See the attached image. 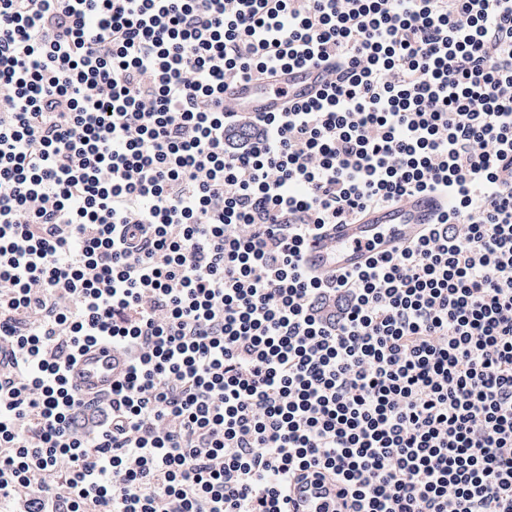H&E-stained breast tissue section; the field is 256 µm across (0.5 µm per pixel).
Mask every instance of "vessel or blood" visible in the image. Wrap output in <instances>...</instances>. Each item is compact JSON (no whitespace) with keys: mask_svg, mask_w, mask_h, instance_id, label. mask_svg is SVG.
<instances>
[{"mask_svg":"<svg viewBox=\"0 0 512 512\" xmlns=\"http://www.w3.org/2000/svg\"><path fill=\"white\" fill-rule=\"evenodd\" d=\"M277 90L271 91L245 80L224 85V109L228 112H278L284 100L282 91L299 100L315 95L322 85L320 69L279 72ZM445 205L433 193L416 194L382 209L363 212L355 223L339 224L309 239L304 253L307 267L324 276L360 269L373 257L396 250L415 238L425 225L434 223ZM128 350L119 344L100 343L82 349L69 378L79 392L94 396L111 391L129 366ZM336 488L309 484L296 490L288 503L290 512H326V502Z\"/></svg>","mask_w":512,"mask_h":512,"instance_id":"b4317fda","label":"vessel or blood"}]
</instances>
